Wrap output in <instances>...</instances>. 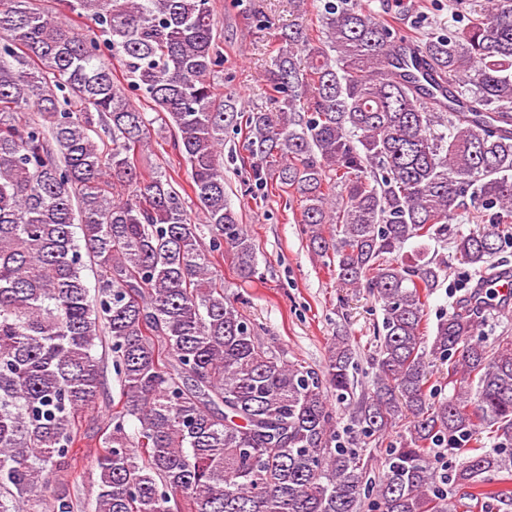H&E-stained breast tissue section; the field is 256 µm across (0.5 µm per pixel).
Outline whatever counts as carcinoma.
Masks as SVG:
<instances>
[{"label": "carcinoma", "mask_w": 512, "mask_h": 512, "mask_svg": "<svg viewBox=\"0 0 512 512\" xmlns=\"http://www.w3.org/2000/svg\"><path fill=\"white\" fill-rule=\"evenodd\" d=\"M62 3L86 30L34 0H0V512H75L48 472L77 459L99 347L120 397L91 512H448L435 470L448 452L462 455L459 484L512 481V345L489 350L483 310L467 302L426 339L448 261L398 260L471 210L490 223L457 235L456 254L484 268L502 249L512 130L488 126L512 120V0H461L460 26L415 42L448 83L437 107L371 9L321 0L314 37L294 0L270 108L245 116L217 93L210 0ZM154 123L190 168L200 224L171 175L140 166ZM242 123L255 180L298 198L311 251L383 304L374 390L353 411L368 436L398 431L376 475L336 440L329 393L350 396L349 339L334 338L321 371L290 362L224 293L220 259L244 282L258 275L224 186V131ZM429 356L448 367L441 400ZM485 429L501 447L470 448ZM485 495L494 512L512 505L507 488Z\"/></svg>", "instance_id": "obj_1"}]
</instances>
